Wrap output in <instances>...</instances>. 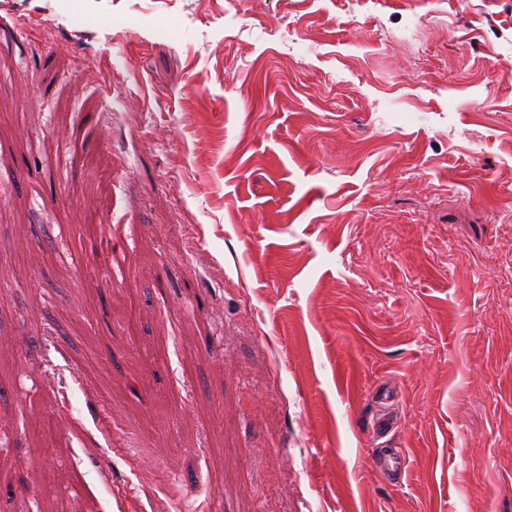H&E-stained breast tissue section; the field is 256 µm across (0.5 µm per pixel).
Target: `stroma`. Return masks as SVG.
I'll list each match as a JSON object with an SVG mask.
<instances>
[{"label":"stroma","mask_w":512,"mask_h":512,"mask_svg":"<svg viewBox=\"0 0 512 512\" xmlns=\"http://www.w3.org/2000/svg\"><path fill=\"white\" fill-rule=\"evenodd\" d=\"M80 3L0 0V512H512V0Z\"/></svg>","instance_id":"obj_1"}]
</instances>
